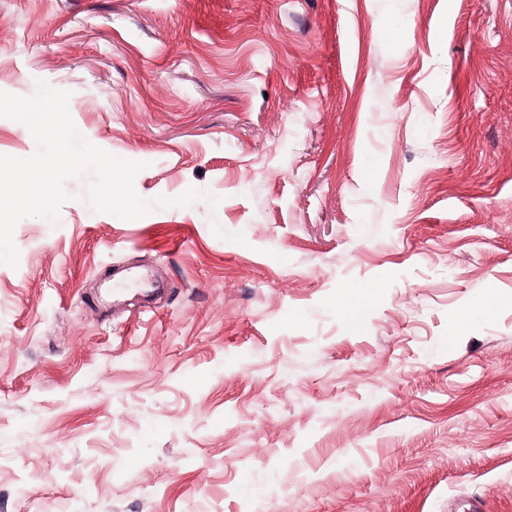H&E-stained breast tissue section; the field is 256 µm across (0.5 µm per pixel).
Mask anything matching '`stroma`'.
I'll list each match as a JSON object with an SVG mask.
<instances>
[{
    "instance_id": "35a3bbf8",
    "label": "stroma",
    "mask_w": 512,
    "mask_h": 512,
    "mask_svg": "<svg viewBox=\"0 0 512 512\" xmlns=\"http://www.w3.org/2000/svg\"><path fill=\"white\" fill-rule=\"evenodd\" d=\"M39 79L142 198L221 201L17 224L0 512H512V0H0Z\"/></svg>"
}]
</instances>
